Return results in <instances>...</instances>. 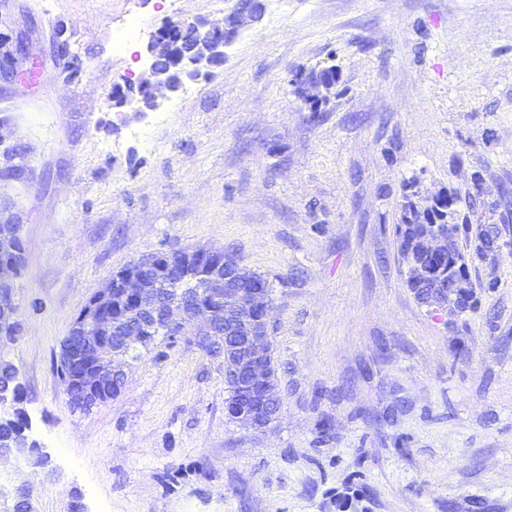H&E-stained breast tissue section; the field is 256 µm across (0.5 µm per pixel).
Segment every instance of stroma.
I'll list each match as a JSON object with an SVG mask.
<instances>
[{
  "instance_id": "35a3bbf8",
  "label": "stroma",
  "mask_w": 512,
  "mask_h": 512,
  "mask_svg": "<svg viewBox=\"0 0 512 512\" xmlns=\"http://www.w3.org/2000/svg\"><path fill=\"white\" fill-rule=\"evenodd\" d=\"M227 0H0L24 76L0 116L29 157L0 180L26 264L10 358L48 462L0 464L35 512H512V0H266L208 77L154 112L113 93L168 22ZM139 29L125 52L112 29ZM335 67L326 97L298 78ZM496 227L476 310L420 305L402 186ZM216 246L269 284L279 419L225 413L224 364L180 336L80 413L57 369L89 297L142 254Z\"/></svg>"
}]
</instances>
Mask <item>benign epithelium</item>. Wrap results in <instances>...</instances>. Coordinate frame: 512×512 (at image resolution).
I'll return each instance as SVG.
<instances>
[{
  "mask_svg": "<svg viewBox=\"0 0 512 512\" xmlns=\"http://www.w3.org/2000/svg\"><path fill=\"white\" fill-rule=\"evenodd\" d=\"M264 0H234L231 11L224 16L223 26L205 19L192 22L206 34L198 44L194 61V80L209 74L224 64V49L231 45L241 30L261 19ZM149 63L137 78L129 83L133 91L121 98V104L136 112L153 111L167 94L182 88L169 80L175 67L167 40L160 34L148 44ZM20 48L9 37V53L0 55V70L18 71ZM7 147L17 164L9 176L19 179L29 171L24 152L9 137L0 134V147ZM22 224L5 219L0 223V250L12 252V258L0 261V285L13 286L25 266L22 245ZM455 237L448 231L433 229L421 243L426 259L451 255ZM202 256L214 260L209 278L194 286L171 287L174 268L187 269ZM467 266L448 259V287L438 288L436 298L420 295V302L432 303L448 314L463 313L474 305L469 297ZM240 256L218 248L181 249L170 254H143L112 274L102 289L92 295L74 319L64 336L58 357L59 369L66 384L71 408L86 411L98 405L112 387L125 384L127 358L133 350L146 347L148 336L173 338L189 335L195 345L212 355L224 358V379L236 386L256 391L259 403L239 407L227 405V413L240 426L254 432H264L279 418L281 406L275 396L272 380V347L269 321L273 308L268 289L256 284ZM0 323L12 330L19 328L17 307L13 299L0 302ZM112 348V356L104 355ZM26 397L15 390H0V418L24 406ZM29 448L16 439L0 438V458L11 457L22 463Z\"/></svg>",
  "mask_w": 512,
  "mask_h": 512,
  "instance_id": "1",
  "label": "benign epithelium"
}]
</instances>
